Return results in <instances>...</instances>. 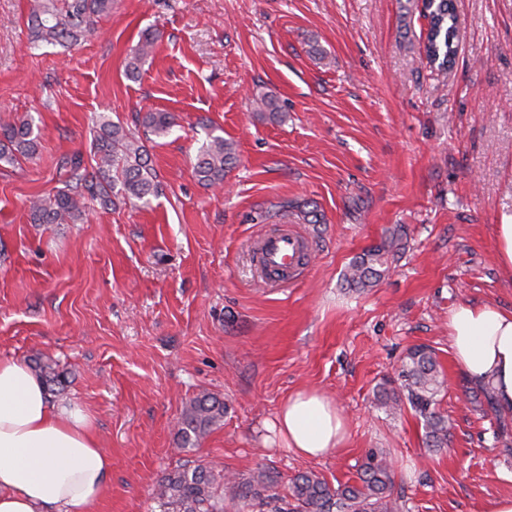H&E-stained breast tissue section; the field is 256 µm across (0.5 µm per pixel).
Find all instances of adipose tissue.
Returning <instances> with one entry per match:
<instances>
[{
  "label": "adipose tissue",
  "mask_w": 512,
  "mask_h": 512,
  "mask_svg": "<svg viewBox=\"0 0 512 512\" xmlns=\"http://www.w3.org/2000/svg\"><path fill=\"white\" fill-rule=\"evenodd\" d=\"M450 347L463 374L512 413V311L462 302L448 316ZM274 428L288 450L320 458L342 445L344 419L322 393L302 389ZM112 468L78 408L55 404L20 360L0 358V512H98Z\"/></svg>",
  "instance_id": "1"
}]
</instances>
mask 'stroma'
<instances>
[{
  "label": "stroma",
  "instance_id": "stroma-1",
  "mask_svg": "<svg viewBox=\"0 0 512 512\" xmlns=\"http://www.w3.org/2000/svg\"><path fill=\"white\" fill-rule=\"evenodd\" d=\"M30 8L0 0V118L30 115L40 141L22 167L0 163V358L51 364L53 401L88 415L112 457L101 512H168L158 480L202 461L312 471L335 487L373 449L393 461L400 512H485L512 497V418L457 371L448 336L460 302L512 310L494 233L512 220V0H456L444 74L406 0H112L69 50L32 44ZM149 32L156 51L127 76ZM264 96L280 119L257 111ZM151 110L175 117L150 149L159 196L91 205L79 224L30 222V200L88 155L96 115L135 131ZM213 135L237 154L220 191L193 173ZM274 224L312 244L284 287L261 278L254 253ZM399 224L409 244L385 278L347 287L349 264ZM418 344L446 378L440 451L412 412L374 401ZM302 389L346 422L342 446L316 459L271 429ZM203 391L227 412L186 451L182 413Z\"/></svg>",
  "mask_w": 512,
  "mask_h": 512
}]
</instances>
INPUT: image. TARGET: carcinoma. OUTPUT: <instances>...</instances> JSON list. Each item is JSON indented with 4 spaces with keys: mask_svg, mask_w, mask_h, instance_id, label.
Here are the masks:
<instances>
[{
    "mask_svg": "<svg viewBox=\"0 0 512 512\" xmlns=\"http://www.w3.org/2000/svg\"><path fill=\"white\" fill-rule=\"evenodd\" d=\"M112 10V0H34L29 19L34 41L45 44H73L90 31L94 18ZM429 28L423 49L429 61L448 71V60L458 48L455 8L449 0L422 3ZM155 39L147 37L133 49L128 71L135 74L139 64L153 51ZM174 124L169 112H146L141 118L145 138H137L120 123L103 114L95 121L89 152L91 170H83L84 159L71 162L73 179L54 194L30 203L32 224H77L90 205L103 207L113 200L146 201L158 188L157 173L150 164L148 143L168 134ZM39 137L33 120L17 117L0 124V162L12 166L37 154ZM236 160L234 143L212 136L203 144L194 166L195 176L208 186L224 183L227 168ZM405 232L393 230L389 237L356 257L345 274L354 288L376 285L388 272V259L404 246ZM444 378L433 349L426 345L409 348L401 361L398 385L381 387L376 396L381 408L391 415L408 408L422 419L427 447H448V418L437 411ZM225 404L202 393L185 408L180 429L182 443L190 444L224 417ZM279 476L259 467L248 474L232 473L216 466L199 464L175 469L163 476L156 494L172 512H227L240 506H270L271 512H396L392 499V467L380 453H372L354 484L331 487L314 472L288 479V495L274 492Z\"/></svg>",
    "mask_w": 512,
    "mask_h": 512,
    "instance_id": "cac0c4a2",
    "label": "carcinoma"
}]
</instances>
